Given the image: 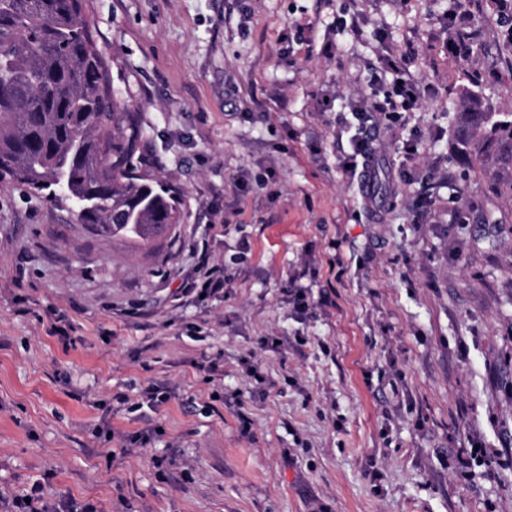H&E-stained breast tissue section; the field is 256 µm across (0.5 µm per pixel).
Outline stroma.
<instances>
[{
  "mask_svg": "<svg viewBox=\"0 0 512 512\" xmlns=\"http://www.w3.org/2000/svg\"><path fill=\"white\" fill-rule=\"evenodd\" d=\"M473 51L448 52L458 22ZM168 189L171 239L85 232L0 182V494L98 512H512V165L453 151L459 66L512 55L486 0H87ZM355 17L356 27L342 25ZM301 40L280 43L287 26ZM411 53L418 110L368 131L389 180L340 161L378 58ZM418 150L405 156L402 144ZM430 200L425 223L413 211ZM204 244L228 279L181 298ZM248 252H241V244ZM325 305L294 313L291 278ZM63 318L67 338L48 335ZM169 386L129 414L116 398ZM485 448L463 468L456 452Z\"/></svg>",
  "mask_w": 512,
  "mask_h": 512,
  "instance_id": "1",
  "label": "stroma"
}]
</instances>
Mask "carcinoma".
Segmentation results:
<instances>
[{
    "mask_svg": "<svg viewBox=\"0 0 512 512\" xmlns=\"http://www.w3.org/2000/svg\"><path fill=\"white\" fill-rule=\"evenodd\" d=\"M483 78L463 68L455 150L512 164V116L487 108ZM141 131L120 111L83 0H0V181L60 188L98 236L148 242L178 223L166 191L134 174Z\"/></svg>",
    "mask_w": 512,
    "mask_h": 512,
    "instance_id": "carcinoma-1",
    "label": "carcinoma"
}]
</instances>
